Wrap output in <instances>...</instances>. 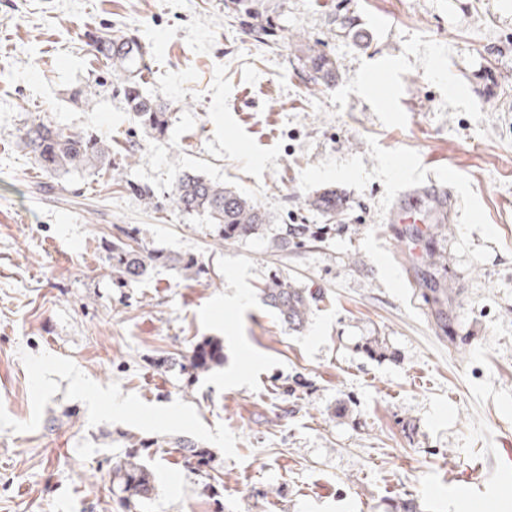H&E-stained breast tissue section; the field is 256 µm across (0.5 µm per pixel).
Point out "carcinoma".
Here are the masks:
<instances>
[{"mask_svg":"<svg viewBox=\"0 0 512 512\" xmlns=\"http://www.w3.org/2000/svg\"><path fill=\"white\" fill-rule=\"evenodd\" d=\"M224 5L231 17L248 29L255 42L265 46L277 43L281 28L269 17L265 0H224ZM108 47L104 59L115 65L116 92L123 95L127 111L142 128L158 137L165 136L170 128L168 104L146 95L142 90L144 73L151 71V56L140 37L129 31ZM300 61L314 84L336 82V61L326 52L310 47ZM20 140L35 162L53 176L112 165L110 144L92 131H71L34 121L24 127ZM170 203L180 213L205 217L218 239L226 243L258 235L271 222L269 213L255 201L195 171L177 174ZM308 206L331 216L342 209V196L336 189L324 187L308 198ZM324 232L325 227L315 224H283L279 234L273 238V247L286 251L304 246L321 238ZM121 233L122 236L112 240L110 249L112 282L120 288L139 282L157 266L195 275L202 273L191 258L150 249L139 243L129 229H123ZM419 287L427 302L439 304L441 298L448 297L447 285L430 276L420 278ZM261 294L265 304L294 331L305 328L311 307L319 299L318 292L298 288L278 276L264 284ZM223 364L224 347L218 341L197 344L188 357V366L195 372L208 371ZM153 446L155 442L140 438L130 441L128 447L132 451L112 466V493L119 498L125 512H135L153 492L152 474L141 462L140 454V449ZM176 447L185 449L186 458L195 460L199 466L208 460L206 451L195 442L178 440Z\"/></svg>","mask_w":512,"mask_h":512,"instance_id":"obj_1","label":"carcinoma"}]
</instances>
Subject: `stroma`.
Wrapping results in <instances>:
<instances>
[{"instance_id": "obj_1", "label": "stroma", "mask_w": 512, "mask_h": 512, "mask_svg": "<svg viewBox=\"0 0 512 512\" xmlns=\"http://www.w3.org/2000/svg\"><path fill=\"white\" fill-rule=\"evenodd\" d=\"M272 2L268 47L224 0H0V512H123L112 465L131 436L162 442L138 512H512V0ZM130 28L172 112L163 138L91 46ZM314 44L335 84L301 71ZM92 77L99 94L74 100ZM35 119L111 138V168L41 172L20 143ZM182 170L329 231L285 252L219 241L170 211ZM448 170L449 220L388 222L403 195L428 211ZM330 186L344 211L309 210ZM127 227L203 275L113 287L104 243ZM430 272L444 333L417 285ZM275 275L322 291L304 330L262 303ZM208 338L223 366L181 368Z\"/></svg>"}]
</instances>
